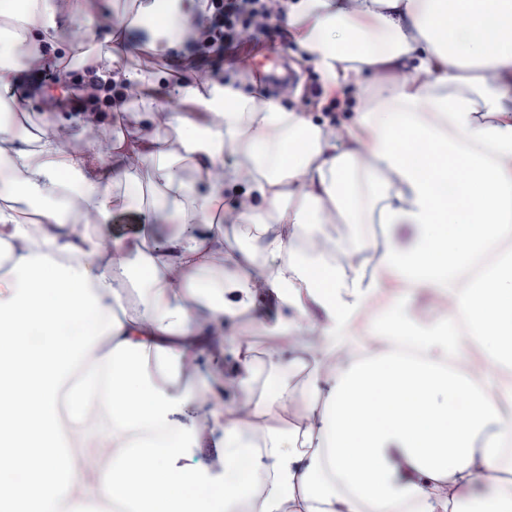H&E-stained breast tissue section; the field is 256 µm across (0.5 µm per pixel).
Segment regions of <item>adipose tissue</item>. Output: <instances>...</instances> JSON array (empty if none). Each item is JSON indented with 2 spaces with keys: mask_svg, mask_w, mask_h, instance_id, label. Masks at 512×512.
I'll list each match as a JSON object with an SVG mask.
<instances>
[{
  "mask_svg": "<svg viewBox=\"0 0 512 512\" xmlns=\"http://www.w3.org/2000/svg\"><path fill=\"white\" fill-rule=\"evenodd\" d=\"M137 19L164 49L189 15L184 0H144ZM63 22L53 0H0V87ZM284 22L325 84L378 91L339 137L233 84L185 80L191 111L160 123L154 96L125 106L99 166L51 121L0 149V169L37 201L0 206L12 257L0 277V501L13 512L60 500L126 512H458L462 490L512 468L501 407L512 384L492 389L482 370L512 367V262L462 274L512 239V0H294ZM226 194L230 230L257 251L229 252L215 215ZM131 210L175 222L164 238L117 236L104 250L85 215ZM371 222L413 225L416 238L401 251L336 234ZM390 270L452 307L430 323L378 318L376 353L337 366V338L353 334ZM244 318L287 346L297 385L256 394L260 369L243 346L196 378L198 357ZM474 357L480 366L457 369ZM205 393L224 450L217 480L177 464ZM363 395L373 416L351 406Z\"/></svg>",
  "mask_w": 512,
  "mask_h": 512,
  "instance_id": "1",
  "label": "adipose tissue"
}]
</instances>
